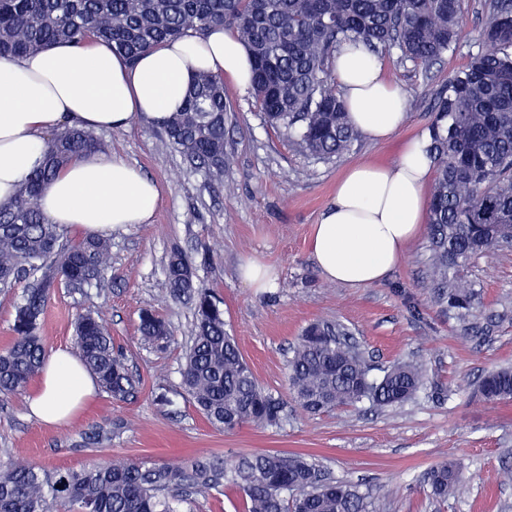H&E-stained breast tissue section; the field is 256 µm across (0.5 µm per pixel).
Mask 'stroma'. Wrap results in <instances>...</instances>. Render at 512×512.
<instances>
[{"label": "stroma", "mask_w": 512, "mask_h": 512, "mask_svg": "<svg viewBox=\"0 0 512 512\" xmlns=\"http://www.w3.org/2000/svg\"><path fill=\"white\" fill-rule=\"evenodd\" d=\"M483 3L464 0L468 34L430 68L401 63L394 49L383 53L389 80L405 95L408 118L391 140L357 139L340 158L303 153L265 122L248 89L230 83L224 93L232 105L231 154L223 185L185 162L152 123L103 131L110 152L158 183L160 201L151 223L110 234L112 269L105 280L82 293L56 290L42 334L47 349H73L75 315L99 312L139 375L141 391L125 402L97 391L72 423L57 427L30 417L25 394L0 401V451L48 469H78L109 457L176 464L192 456L300 451L325 477L357 485L367 495L391 488L380 512H512V401L487 402L473 393L484 373L512 366V248H495L471 263L467 278L479 295L466 324L433 298L427 235L408 245L386 281L365 288L327 282L310 252L313 226L342 171L357 162H392L404 142L426 133L435 93L478 49ZM175 246L195 258L212 251V263L198 266L197 278L223 299L227 331L272 392L286 393L289 351L317 321L347 329L374 374L401 359L421 361L424 387L396 407L363 401L313 415L292 403L281 427L215 430L180 386L192 316L167 296L164 266ZM249 258L276 269V287L261 291L240 280L239 266ZM145 307L172 327L167 347L142 340L138 323ZM95 425L116 427L117 433L103 445L78 446L80 433ZM445 461L461 468L465 483L439 501L425 477Z\"/></svg>", "instance_id": "1"}]
</instances>
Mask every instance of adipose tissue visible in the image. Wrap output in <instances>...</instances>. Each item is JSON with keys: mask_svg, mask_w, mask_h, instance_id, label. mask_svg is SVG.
<instances>
[{"mask_svg": "<svg viewBox=\"0 0 512 512\" xmlns=\"http://www.w3.org/2000/svg\"><path fill=\"white\" fill-rule=\"evenodd\" d=\"M246 88L251 58L236 33L162 42L129 63L95 37L57 43L17 61H0V204L44 158L46 140L63 126L129 130L137 121L162 124L180 111L197 72ZM354 130L389 141L406 117V99L385 75L381 57L363 45H344L332 61ZM425 137L406 141L395 162L355 163L336 181L333 199L313 228L311 255L329 282L361 288L385 281L429 213L433 164ZM160 188L122 156L74 157L39 198L43 215L78 234L126 230L152 220ZM31 415L57 426L73 420L97 388L76 355L50 351Z\"/></svg>", "mask_w": 512, "mask_h": 512, "instance_id": "1", "label": "adipose tissue"}]
</instances>
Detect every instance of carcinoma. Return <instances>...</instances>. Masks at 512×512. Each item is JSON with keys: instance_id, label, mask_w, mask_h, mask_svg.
<instances>
[{"instance_id": "1", "label": "carcinoma", "mask_w": 512, "mask_h": 512, "mask_svg": "<svg viewBox=\"0 0 512 512\" xmlns=\"http://www.w3.org/2000/svg\"><path fill=\"white\" fill-rule=\"evenodd\" d=\"M484 8L482 48L448 76L427 127L426 150L436 166L428 217L431 274L438 303L462 321L477 296L463 270L512 240V0H486ZM217 27L235 29L248 49L250 90L268 122L319 159L343 155L357 138L330 69L342 45L361 43L376 53L396 49L401 61L428 67L465 37L462 0H0V60L101 36L133 62L164 40ZM230 111L224 81L201 72L184 107L164 125L184 160L220 186ZM106 149L84 128L53 132L42 164L10 203L0 205V288L22 286L13 340L0 349L1 401L40 374L46 352L41 319L54 288L81 290L110 270L109 239L90 234L69 241L65 228L49 223L38 207L72 155ZM165 273L169 298L187 303L192 314L181 386L217 429L279 427L290 400L311 414L365 399L380 407L401 405L424 385L426 371L416 360L398 361L371 378L345 329L314 322L288 360L286 400L259 383L225 329L221 301L197 284L196 265L181 250H171ZM74 332L76 353L101 388L115 399L136 398L140 378L114 347L101 315L78 313ZM139 332L158 347L172 336L150 309L140 314ZM477 392L486 401H511L512 367L484 374ZM79 438L83 446H98L112 439V429L97 426ZM428 484L434 496L446 498L464 480L454 463L444 462L429 472ZM237 493L242 512H376L356 486L322 478L304 453L255 452L230 462L211 455L178 465L113 457L53 471L6 451L0 455V512H194L201 499L219 503Z\"/></svg>"}]
</instances>
